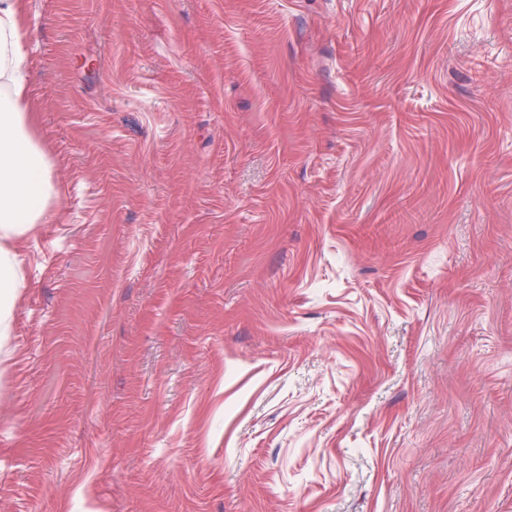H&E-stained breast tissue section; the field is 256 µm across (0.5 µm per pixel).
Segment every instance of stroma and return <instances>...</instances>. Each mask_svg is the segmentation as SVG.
I'll use <instances>...</instances> for the list:
<instances>
[{
    "mask_svg": "<svg viewBox=\"0 0 512 512\" xmlns=\"http://www.w3.org/2000/svg\"><path fill=\"white\" fill-rule=\"evenodd\" d=\"M27 27L0 512H512V0Z\"/></svg>",
    "mask_w": 512,
    "mask_h": 512,
    "instance_id": "35a3bbf8",
    "label": "stroma"
}]
</instances>
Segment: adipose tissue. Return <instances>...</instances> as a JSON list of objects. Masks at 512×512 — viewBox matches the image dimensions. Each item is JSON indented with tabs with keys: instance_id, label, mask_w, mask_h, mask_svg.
<instances>
[{
	"instance_id": "adipose-tissue-1",
	"label": "adipose tissue",
	"mask_w": 512,
	"mask_h": 512,
	"mask_svg": "<svg viewBox=\"0 0 512 512\" xmlns=\"http://www.w3.org/2000/svg\"><path fill=\"white\" fill-rule=\"evenodd\" d=\"M24 0H0V334L24 286L16 241L43 220L54 167L32 130Z\"/></svg>"
}]
</instances>
